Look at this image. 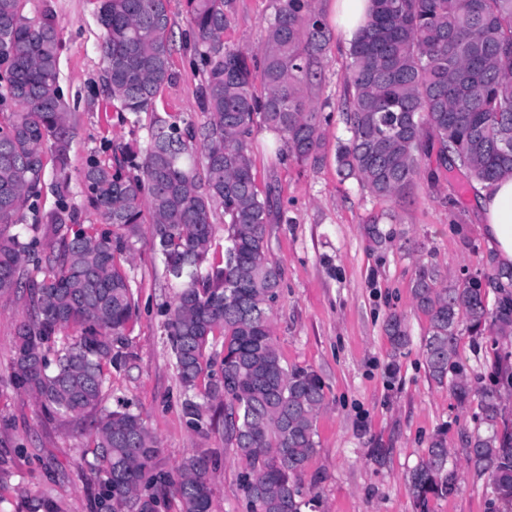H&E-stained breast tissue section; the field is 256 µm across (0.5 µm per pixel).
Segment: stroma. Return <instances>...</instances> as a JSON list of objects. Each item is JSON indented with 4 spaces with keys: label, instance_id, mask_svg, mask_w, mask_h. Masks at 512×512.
<instances>
[{
    "label": "stroma",
    "instance_id": "obj_1",
    "mask_svg": "<svg viewBox=\"0 0 512 512\" xmlns=\"http://www.w3.org/2000/svg\"><path fill=\"white\" fill-rule=\"evenodd\" d=\"M277 6L278 0H234L225 44L258 54ZM32 7L50 9L61 32L60 85L73 125L66 200L79 223L95 224L99 217L86 202L81 170L91 158H109L105 140L139 147L147 130L99 108L106 92L95 0H33ZM168 9L175 77L159 101L167 111L198 122L200 76L187 49L193 36L184 0H169ZM349 49V43L331 36L317 77L304 88L322 109V160L276 158L277 135L264 124H256L251 135L258 183L271 192L268 247L281 269L273 335L287 364L317 373L326 393L317 451L301 482L316 499L313 512H417L406 476L431 438L441 434L458 466L461 489L452 497L430 498L428 512H488L492 489L467 469L462 451L464 433L478 426V407L458 406L448 386L430 379L423 355L429 319L412 295L424 271L443 288L474 276L485 281L498 272L475 203L477 190L448 180L434 160L400 200L376 198L357 179L337 174L336 144L348 136L338 106L347 94ZM372 224L380 238L369 234ZM124 269L132 279L136 318L126 332L130 357L113 371L103 407L116 409L123 400L140 412L160 441L165 469L193 449H220L211 475L214 512H246L241 466L225 451L222 430L194 432L182 413V390L164 330V311L175 290L161 255L137 241ZM27 307L26 293L0 297V462L7 470L0 476V512H26V498L43 494L60 501L65 512H100L101 480L79 462L90 417L47 418L14 384L15 329ZM394 315L410 337L397 356L385 331ZM458 356L470 376L489 377L495 357L512 358V336L462 332Z\"/></svg>",
    "mask_w": 512,
    "mask_h": 512
}]
</instances>
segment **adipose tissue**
Instances as JSON below:
<instances>
[{
    "mask_svg": "<svg viewBox=\"0 0 512 512\" xmlns=\"http://www.w3.org/2000/svg\"><path fill=\"white\" fill-rule=\"evenodd\" d=\"M477 205L485 220L490 249L501 266L512 265V178L479 189Z\"/></svg>",
    "mask_w": 512,
    "mask_h": 512,
    "instance_id": "adipose-tissue-1",
    "label": "adipose tissue"
}]
</instances>
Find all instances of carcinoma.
I'll return each mask as SVG.
<instances>
[{
  "label": "carcinoma",
  "instance_id": "obj_1",
  "mask_svg": "<svg viewBox=\"0 0 512 512\" xmlns=\"http://www.w3.org/2000/svg\"><path fill=\"white\" fill-rule=\"evenodd\" d=\"M106 92L120 120L150 115L147 140L119 145L113 161L89 160L80 172L101 225L84 226L64 201L73 127L59 81L61 39L55 15L32 14L31 0H0V224L23 220L45 186L58 205L37 216L42 242L0 235V296L23 289L28 314L16 325L14 379L50 417L93 414L87 452L104 477L106 512H214L209 474L218 453L197 448L171 471L139 412L101 407L110 369L126 363L125 331L134 292L122 267L140 225L164 263L183 262L165 328L183 390L182 411L197 432L222 418L224 441L243 466L239 485L249 512H304L298 482L318 447L324 385L312 370L284 364L271 327L279 264L266 240L270 192L259 188L251 153L257 120L275 129L298 161L320 159L318 109L301 93L327 48L313 0H279L260 57L224 43L233 0H185L201 65L203 119L187 122L157 102L174 78L167 0H98ZM350 137L336 146V169L381 199H402L424 162L459 183L491 186L512 176V0H371L350 49ZM259 70L263 92L256 93ZM224 212V256L202 271L214 248L213 218ZM41 247V267H23ZM495 308L478 280L440 288L423 273L413 288L429 317L424 352L429 377L464 406L475 391L458 360L460 319L480 334H512V291ZM393 354L410 342L399 317L387 325ZM485 430L466 441L465 463L486 478L491 505L512 506V430L495 387L480 392ZM445 438L436 436L410 472L408 490L426 512L429 496L459 488Z\"/></svg>",
  "mask_w": 512,
  "mask_h": 512
}]
</instances>
